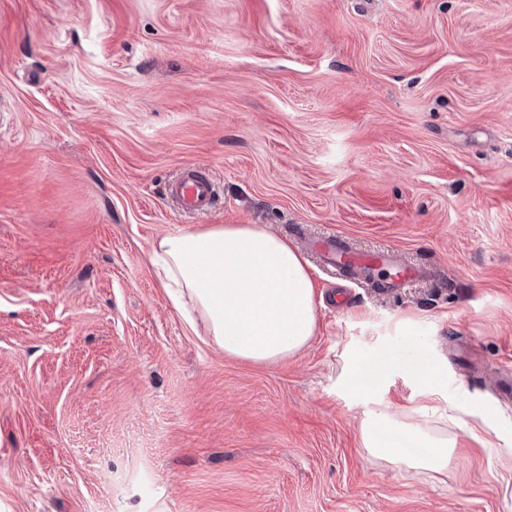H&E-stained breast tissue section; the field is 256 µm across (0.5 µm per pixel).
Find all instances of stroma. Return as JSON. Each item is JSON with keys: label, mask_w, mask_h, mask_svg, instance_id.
I'll use <instances>...</instances> for the list:
<instances>
[{"label": "stroma", "mask_w": 512, "mask_h": 512, "mask_svg": "<svg viewBox=\"0 0 512 512\" xmlns=\"http://www.w3.org/2000/svg\"><path fill=\"white\" fill-rule=\"evenodd\" d=\"M224 224L430 275L338 310L311 266L310 342L240 360L149 261ZM507 374L512 0H0V512H512ZM386 406L448 466L364 447ZM167 195L185 214H208L216 207V183L203 170L187 168L174 181L168 182ZM376 424L390 429L393 433L404 435L417 448H428L424 454L411 456L404 448L395 445L386 446L381 455L392 463L405 464L408 467L423 470H441L448 466L452 458V448H456L455 436L448 437L444 428H431L420 424H406L396 415L380 413L375 418Z\"/></svg>", "instance_id": "1"}]
</instances>
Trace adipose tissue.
I'll use <instances>...</instances> for the list:
<instances>
[{
	"mask_svg": "<svg viewBox=\"0 0 512 512\" xmlns=\"http://www.w3.org/2000/svg\"><path fill=\"white\" fill-rule=\"evenodd\" d=\"M154 274L189 328L204 324L226 355L277 362L314 336L316 301L309 263L288 240L255 224H227L161 237L151 253ZM378 425L408 437L417 456L390 445L382 455L423 470L447 467L457 444L443 428L377 415Z\"/></svg>",
	"mask_w": 512,
	"mask_h": 512,
	"instance_id": "ef3b65f1",
	"label": "adipose tissue"
}]
</instances>
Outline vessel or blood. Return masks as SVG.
Returning a JSON list of instances; mask_svg holds the SVG:
<instances>
[{"label":"vessel or blood","instance_id":"b4317fda","mask_svg":"<svg viewBox=\"0 0 512 512\" xmlns=\"http://www.w3.org/2000/svg\"><path fill=\"white\" fill-rule=\"evenodd\" d=\"M167 195L183 213L199 216L215 208L216 183L210 173L188 168L168 183ZM312 248L323 265L352 278L378 269L384 270L386 276L378 285L384 293L404 287L424 275L422 267L409 264L394 251H362L337 235L313 243Z\"/></svg>","mask_w":512,"mask_h":512}]
</instances>
